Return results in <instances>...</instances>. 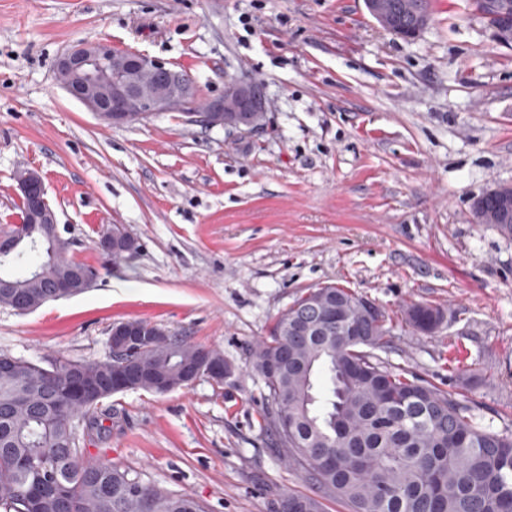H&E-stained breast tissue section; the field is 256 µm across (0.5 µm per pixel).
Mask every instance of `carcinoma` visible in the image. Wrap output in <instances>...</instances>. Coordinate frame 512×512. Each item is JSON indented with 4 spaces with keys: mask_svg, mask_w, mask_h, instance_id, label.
Masks as SVG:
<instances>
[{
    "mask_svg": "<svg viewBox=\"0 0 512 512\" xmlns=\"http://www.w3.org/2000/svg\"><path fill=\"white\" fill-rule=\"evenodd\" d=\"M408 21L411 6L432 14V0H389ZM472 0L487 23L512 27V8L493 12ZM41 228L25 236L0 263V306L18 313L48 302L46 282L30 269L48 265L52 278L69 279L92 266L75 260L70 245L49 255ZM357 320L354 291L322 286ZM294 300L301 323L280 315L253 352L263 376L267 423L276 451L319 492L344 500L351 512H512V433L483 424L481 407L391 364L386 325L371 328L369 344L309 325L321 305ZM440 307L413 303L409 325L424 328ZM208 359L224 355L167 334L135 352L103 359H57L49 368L0 354V512H206L196 499L146 484L127 469L84 455L81 443L108 431L101 410L112 381L155 392L158 379L181 380ZM289 430L288 442L282 433ZM283 512H320L309 496L290 495Z\"/></svg>",
    "mask_w": 512,
    "mask_h": 512,
    "instance_id": "cac0c4a2",
    "label": "carcinoma"
}]
</instances>
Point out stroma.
Wrapping results in <instances>:
<instances>
[{
	"mask_svg": "<svg viewBox=\"0 0 512 512\" xmlns=\"http://www.w3.org/2000/svg\"><path fill=\"white\" fill-rule=\"evenodd\" d=\"M403 40L364 0H0V228L16 170H39L72 256L102 261L97 229L137 239L85 292L0 307V353L50 366L104 358L114 323L147 320L221 351L235 372L164 395L105 399L88 457L200 501L279 512L316 487L273 451L252 350L302 292L338 284L391 317L387 357L440 388L458 357L468 396L512 430V240L476 223L512 185V48L470 0H433ZM106 41L182 69L200 101L260 83L261 129H206L179 112L121 126L55 79L72 46ZM412 302L448 320L417 334Z\"/></svg>",
	"mask_w": 512,
	"mask_h": 512,
	"instance_id": "1",
	"label": "stroma"
}]
</instances>
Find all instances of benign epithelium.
<instances>
[{
    "mask_svg": "<svg viewBox=\"0 0 512 512\" xmlns=\"http://www.w3.org/2000/svg\"><path fill=\"white\" fill-rule=\"evenodd\" d=\"M369 15L383 20L390 11L387 0H364ZM59 84L76 100L110 125H123L134 118L153 116L162 112H183L192 121L214 128L248 132L262 125L266 114V100L262 88L254 82L234 79L225 83L224 92L217 98L199 103L192 78L145 53L120 50L108 42L79 43L63 53L56 62ZM19 196L29 201L28 219L34 224H49L55 238H61L56 214L47 198L42 176L35 170L24 169L15 176ZM493 194L500 201L495 213L482 215L491 224H506L512 218V185L497 188ZM103 245L108 250H127L136 240L122 226L105 235ZM363 316L384 324L379 307L368 298L359 297ZM345 327L347 335L356 341L359 324L350 322L338 312L323 316L327 328L335 324ZM113 351L122 350L139 342L135 324L122 322L112 326L108 337ZM234 372L230 365L201 367L187 379L194 381L206 375L228 378Z\"/></svg>",
    "mask_w": 512,
    "mask_h": 512,
    "instance_id": "7a95c632",
    "label": "benign epithelium"
}]
</instances>
